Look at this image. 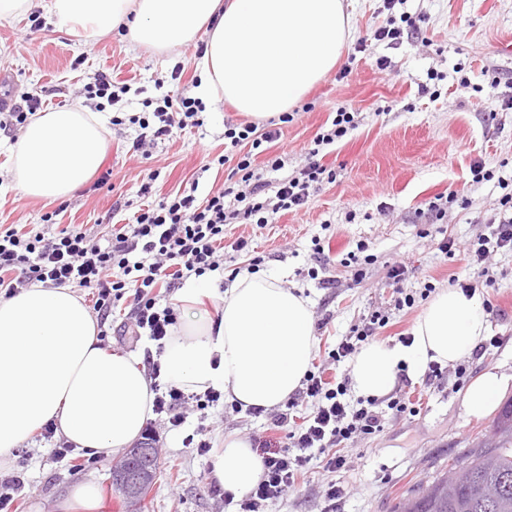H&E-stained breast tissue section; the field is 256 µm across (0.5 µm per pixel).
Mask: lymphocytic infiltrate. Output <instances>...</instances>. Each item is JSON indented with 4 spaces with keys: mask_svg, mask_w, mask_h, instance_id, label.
<instances>
[{
    "mask_svg": "<svg viewBox=\"0 0 512 512\" xmlns=\"http://www.w3.org/2000/svg\"><path fill=\"white\" fill-rule=\"evenodd\" d=\"M145 113L130 118L112 117V126L136 125L130 151L148 153L174 133L199 128L206 106L201 99L167 93L145 98ZM357 127L353 113L340 110L329 130L316 133L304 166L284 176L279 158L268 159L276 181L263 179L255 166V152L276 141L279 132L258 131L249 123L226 122L224 137L231 147L249 145L239 155L230 175L232 184L198 196L197 184L177 191L157 205L140 209L132 223L109 233L93 232L74 224L52 231L49 228L19 231L0 227V294L12 297L20 289L39 285L56 288L68 285L92 291V310L99 337H107L112 314L127 306L125 331L163 343L176 322L172 306L161 304V292H174L183 280L220 269L224 228L230 224L273 223L279 212L307 204L321 183L333 180L334 172L323 162L322 149L347 137ZM498 220L489 221L487 231L468 247L469 266L484 272L492 253L512 250V193L500 199ZM233 251L248 249L249 241L238 238L229 244ZM154 379V414L164 417L170 429L182 427L189 409L218 404L222 393L209 389L188 393L160 382L161 366L153 355L144 359ZM345 382H331L320 371H308L300 388L288 399L285 410L271 416L273 432L258 437L257 451L263 474L259 483L239 501V512H266L269 504L297 487L313 458H322L332 478L324 490L323 512H336L346 495L343 473L349 460L342 447L360 436L383 430L385 417L377 412L376 400L352 404L344 399ZM310 400L315 411L296 428H289L291 411ZM285 437H277V430Z\"/></svg>",
    "mask_w": 512,
    "mask_h": 512,
    "instance_id": "f902f5d3",
    "label": "lymphocytic infiltrate"
}]
</instances>
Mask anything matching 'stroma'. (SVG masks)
<instances>
[{
  "label": "stroma",
  "mask_w": 512,
  "mask_h": 512,
  "mask_svg": "<svg viewBox=\"0 0 512 512\" xmlns=\"http://www.w3.org/2000/svg\"><path fill=\"white\" fill-rule=\"evenodd\" d=\"M356 30L347 42L338 69L330 71L295 106L292 122L282 124L272 147L283 161L281 173L292 174L306 162L311 141L332 121L339 108L356 113L358 127L329 146L325 163L336 171L334 182L322 184L302 209L277 217L260 228L232 224L225 241L248 238L252 255L225 250L223 276L207 275V293L199 309L216 316L222 307L221 282L242 272L287 269L284 287L307 298L314 312L318 338L313 364H322L328 350L368 313L388 316L380 341L397 345L409 335L414 320L437 289L453 280L472 285L498 312L489 318V333L502 337L500 346L469 354L462 364L468 378L498 370L512 378V252L494 253L487 276L470 273L466 249L484 233L503 195L501 181H512V0H407L405 8L424 14L418 38L397 45L371 40L372 31L387 21L381 0H344ZM367 41L363 52L355 45ZM199 43L174 52L136 48L118 32L84 38L43 18L34 26L28 14L0 19V89L20 102L38 90L55 110L82 100L81 90L93 73L103 70L114 80L153 88L164 79L165 90L195 96ZM390 66H377L379 57ZM183 65L180 80L170 73ZM201 128L177 133L153 149L150 157L128 151L125 138L135 127L108 131L102 169L111 170V186L86 194L75 190L65 200L23 196L10 170L8 137L0 133V225L38 224L52 214L57 224H82L110 231L127 223L130 213L112 214L117 197L134 208L159 201L192 181L207 190L223 185L229 167L215 159L224 152V123L246 117L226 103L207 105ZM481 163L493 180L473 182L470 167ZM151 180L149 196H141L143 180ZM455 191L445 217L433 221L427 205ZM457 243L454 257L438 248L442 239ZM365 245L369 262L345 265L344 258ZM323 254H315V246ZM406 262L405 292L413 306L395 307V287L387 277L393 262ZM494 287H487L486 278ZM395 390L418 410L417 416L387 415L382 432L359 437L345 453L350 469L344 476L348 495L343 512H397L441 473L448 461L495 438L493 417L469 416L461 405V385L454 367L427 380L411 375ZM208 426L215 450L234 437L251 441L263 434L267 417L245 411L209 408L191 411L182 430L156 421L162 477L150 489L142 512H236L233 503L214 497L209 488L212 459L184 447L182 440L197 425ZM120 460L89 456L87 451L61 459L52 443L31 438L14 454L10 467L24 487L19 512H58L61 496L74 483L93 479L101 490L98 512H129L112 484V467ZM332 475L314 460L304 482L271 504L268 512H321L323 490Z\"/></svg>",
  "instance_id": "stroma-1"
}]
</instances>
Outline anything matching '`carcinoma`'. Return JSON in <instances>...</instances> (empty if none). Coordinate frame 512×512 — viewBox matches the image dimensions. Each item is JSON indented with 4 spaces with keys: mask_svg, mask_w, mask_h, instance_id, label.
<instances>
[{
    "mask_svg": "<svg viewBox=\"0 0 512 512\" xmlns=\"http://www.w3.org/2000/svg\"><path fill=\"white\" fill-rule=\"evenodd\" d=\"M495 431L499 440L493 446L463 459L471 472L468 483L450 486L445 472L401 503L399 512H512V403L499 415ZM157 460L155 447L129 459V470L139 477L140 486L132 493L121 490L128 503L142 504L155 478Z\"/></svg>",
    "mask_w": 512,
    "mask_h": 512,
    "instance_id": "1",
    "label": "carcinoma"
}]
</instances>
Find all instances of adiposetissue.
<instances>
[{
  "label": "adipose tissue",
  "mask_w": 512,
  "mask_h": 512,
  "mask_svg": "<svg viewBox=\"0 0 512 512\" xmlns=\"http://www.w3.org/2000/svg\"><path fill=\"white\" fill-rule=\"evenodd\" d=\"M56 25L108 34L128 29L132 46L175 49L208 36L199 96L264 120L296 105L337 64L352 30L343 0H41ZM106 127L76 103L33 115L11 152L15 184L33 198L67 197L100 166ZM202 290L176 293L184 314L165 343L161 372L192 391L223 390L242 409L281 405L301 385L317 344L308 299L278 276L242 273L224 292L219 320L195 311ZM480 294L438 291L415 320L411 345H365L350 364L354 391L382 398L400 368L417 372L470 354L488 334ZM486 371L462 392L469 415L486 417L503 391ZM153 382L130 354L105 349L82 297L67 286L33 285L0 298V468L47 423L73 447L109 456L130 447L152 415ZM262 474L249 444L226 438L212 477L232 496Z\"/></svg>",
  "instance_id": "1"
}]
</instances>
